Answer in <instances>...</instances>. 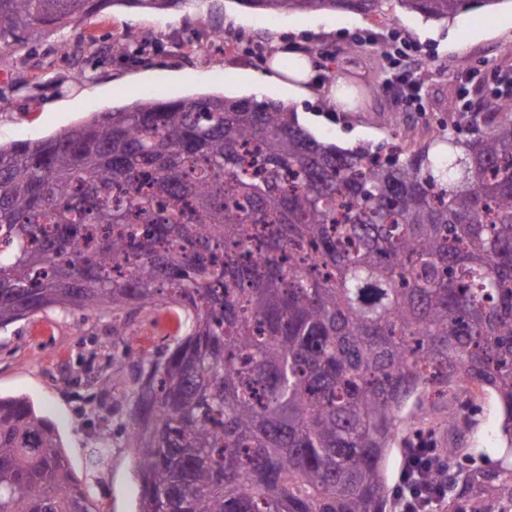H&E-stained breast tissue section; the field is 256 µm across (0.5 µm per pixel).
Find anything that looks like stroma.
Wrapping results in <instances>:
<instances>
[{
    "mask_svg": "<svg viewBox=\"0 0 512 512\" xmlns=\"http://www.w3.org/2000/svg\"><path fill=\"white\" fill-rule=\"evenodd\" d=\"M224 32L210 40L211 26ZM144 32L148 47L128 59L124 39ZM411 44V73L419 87L407 103L388 83V55L381 45L394 35ZM296 44L314 62L308 92L269 83L266 98L283 101L318 139L348 147L382 145L409 124L446 128L453 115L471 116L482 92L497 88L495 77H512V0L434 21L383 0L369 15L350 12L268 16L237 0H184L158 10L108 5L77 28L55 29L21 52L0 51V144L33 141L67 130L97 112L145 98L197 99L207 95L246 97L247 80L262 72L282 43ZM69 52H62L63 44ZM379 78L380 91L364 96L350 112L337 110L327 95L339 79ZM456 114H449V104ZM125 324L135 341L113 335L109 316L70 315L59 310L27 316L0 330V397H23L50 418L72 468L86 484L93 512H136L139 484L126 440L128 413L112 394L126 391L139 356L162 348L187 330L181 309L159 306L130 314ZM478 414L448 428L464 408ZM430 442L451 462L479 469L503 455L501 409L487 391L436 406ZM111 444L90 458L101 430Z\"/></svg>",
    "mask_w": 512,
    "mask_h": 512,
    "instance_id": "stroma-1",
    "label": "stroma"
}]
</instances>
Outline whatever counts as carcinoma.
I'll return each instance as SVG.
<instances>
[{"instance_id": "obj_1", "label": "carcinoma", "mask_w": 512, "mask_h": 512, "mask_svg": "<svg viewBox=\"0 0 512 512\" xmlns=\"http://www.w3.org/2000/svg\"><path fill=\"white\" fill-rule=\"evenodd\" d=\"M112 1L182 2L0 0V50ZM399 2L442 21L497 0ZM480 115L488 130L474 119L463 138L408 127L384 158L317 139L281 102L218 95L0 145V329L54 308L188 315L115 398L138 512H387L389 450L450 390L494 393L512 448V100L486 96ZM433 480L460 487L453 512L512 501V466ZM0 512H90L55 424L23 397H0Z\"/></svg>"}]
</instances>
